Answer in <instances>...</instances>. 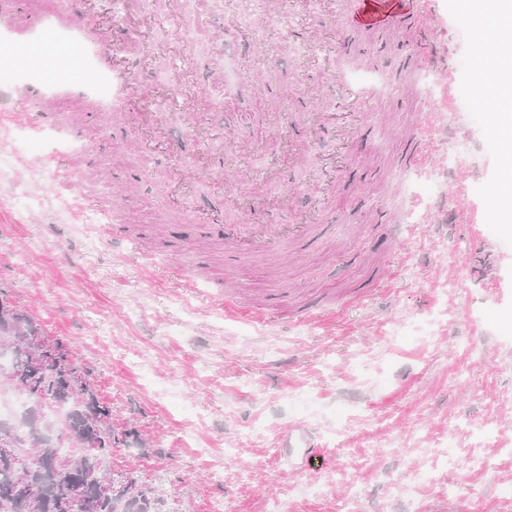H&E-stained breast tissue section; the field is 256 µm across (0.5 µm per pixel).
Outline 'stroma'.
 <instances>
[{
  "label": "stroma",
  "instance_id": "35a3bbf8",
  "mask_svg": "<svg viewBox=\"0 0 512 512\" xmlns=\"http://www.w3.org/2000/svg\"><path fill=\"white\" fill-rule=\"evenodd\" d=\"M223 2L185 13L158 0L149 15L140 0H85L94 28L121 12L111 47L130 82L106 121L69 63L71 94L54 107L79 123V151L29 103L0 113L13 167L0 180V291L68 342L130 433L109 468L162 489L168 512H340L347 498L358 512H512L501 493L512 485V223L486 203L512 187V145L487 150L462 114L421 129L457 95L462 0H410L422 25L357 29L350 0H320L313 18L279 0L251 64L266 80L229 107L217 73L239 68L245 32L242 0ZM55 3L0 13L9 64H38L47 82L71 48L44 33ZM280 14L295 27L277 26ZM340 30L352 45L341 56ZM129 32L142 49L125 44ZM181 57L172 111L163 72ZM339 69L350 86L373 75L362 112L320 81ZM314 94L325 118L368 140L343 174L327 166L335 142L306 127ZM419 136L426 156L405 165ZM70 165L84 170L82 193L61 187ZM251 191L262 202L249 217L238 202ZM88 208L110 223H83ZM200 215L327 230L288 255L232 258L195 228ZM186 264L192 288L168 277ZM224 293L238 314L215 304ZM316 301L336 317L306 319ZM302 436L316 456L287 451Z\"/></svg>",
  "mask_w": 512,
  "mask_h": 512
}]
</instances>
